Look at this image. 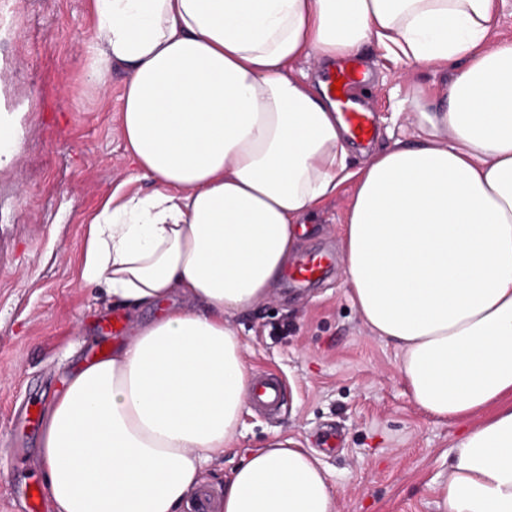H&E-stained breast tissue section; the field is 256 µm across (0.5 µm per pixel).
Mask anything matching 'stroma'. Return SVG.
Here are the masks:
<instances>
[{
	"label": "stroma",
	"instance_id": "35a3bbf8",
	"mask_svg": "<svg viewBox=\"0 0 512 512\" xmlns=\"http://www.w3.org/2000/svg\"><path fill=\"white\" fill-rule=\"evenodd\" d=\"M97 36L90 0H26L0 31V122L16 134L18 156L0 165V512H28L25 489L44 481L35 464L40 429L24 411L46 410L88 353L111 345L108 317L144 323L153 309L112 307L81 283L88 223L115 188L151 192L126 158L120 107L126 68L112 64L107 85L87 78ZM370 73L367 108L375 132L353 144L358 162L415 137L412 88L436 94L443 74L419 72L367 46L357 57ZM353 192L344 185L308 225L297 250L340 251ZM244 358L287 385L275 415L247 408L237 448L209 463L203 483L223 496L241 457L275 434L296 439L326 469L335 512H438L434 488L448 474L457 426L412 400L394 345L370 333L349 300L342 266L297 288L280 279L272 296L239 315Z\"/></svg>",
	"mask_w": 512,
	"mask_h": 512
}]
</instances>
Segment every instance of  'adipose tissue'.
Listing matches in <instances>:
<instances>
[{
    "label": "adipose tissue",
    "mask_w": 512,
    "mask_h": 512,
    "mask_svg": "<svg viewBox=\"0 0 512 512\" xmlns=\"http://www.w3.org/2000/svg\"><path fill=\"white\" fill-rule=\"evenodd\" d=\"M89 77L128 72L125 150L150 194L113 191L81 280L152 308L77 369L42 419L52 512H180L237 447L251 379L235 317L267 300L345 183L342 249L363 323L402 353L411 396L462 434L439 512H512V41L498 0H90ZM373 45L446 71L414 143L349 160L325 81ZM221 512H335L290 438L241 459Z\"/></svg>",
    "instance_id": "ef3b65f1"
}]
</instances>
